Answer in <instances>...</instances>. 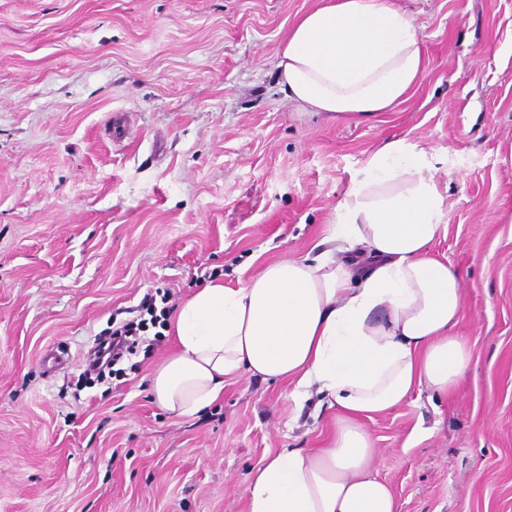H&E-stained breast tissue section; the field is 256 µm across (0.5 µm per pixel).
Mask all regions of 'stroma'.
Returning <instances> with one entry per match:
<instances>
[{"mask_svg":"<svg viewBox=\"0 0 512 512\" xmlns=\"http://www.w3.org/2000/svg\"><path fill=\"white\" fill-rule=\"evenodd\" d=\"M426 72L389 112L297 113L273 67L319 0H0V512H248L250 471L322 448L324 396L241 374L173 417L149 379L170 326L99 376L88 350L175 312L197 277L236 288L314 256L371 152L434 157L472 348L455 391L364 420L401 512H512V0H399Z\"/></svg>","mask_w":512,"mask_h":512,"instance_id":"1","label":"stroma"}]
</instances>
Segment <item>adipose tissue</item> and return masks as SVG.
<instances>
[{"label":"adipose tissue","mask_w":512,"mask_h":512,"mask_svg":"<svg viewBox=\"0 0 512 512\" xmlns=\"http://www.w3.org/2000/svg\"><path fill=\"white\" fill-rule=\"evenodd\" d=\"M301 113L387 112L419 84L426 59L414 16L397 0H322L289 28L273 62ZM448 193L429 152L406 139L378 145L338 201L328 250L266 264L240 287L210 282L178 307L175 348L150 394L190 417L224 380L246 372L325 394L340 416L325 448H285L248 477L249 512H399L371 470L360 420L418 386L451 392L470 350L454 329L459 272L432 253ZM372 257L361 266L350 256Z\"/></svg>","instance_id":"obj_1"}]
</instances>
